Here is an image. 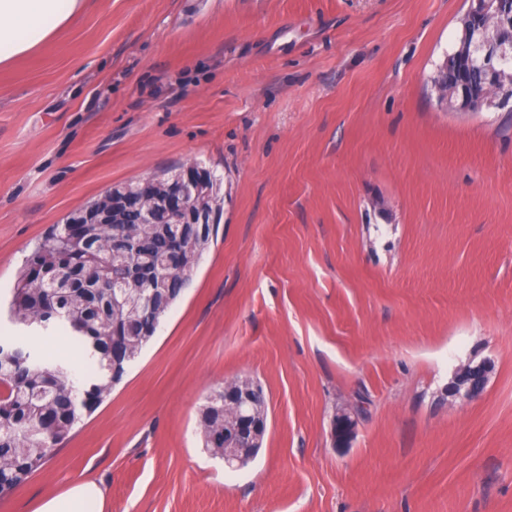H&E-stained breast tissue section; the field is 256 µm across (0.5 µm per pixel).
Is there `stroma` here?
<instances>
[{
	"label": "stroma",
	"mask_w": 512,
	"mask_h": 512,
	"mask_svg": "<svg viewBox=\"0 0 512 512\" xmlns=\"http://www.w3.org/2000/svg\"><path fill=\"white\" fill-rule=\"evenodd\" d=\"M466 0H90L0 69V297L50 225L197 163L219 232L107 400L0 512H512V112L440 107ZM489 361L483 395L452 399ZM246 467L198 407L241 378ZM355 411L348 445L334 415ZM490 372L488 361L463 366L448 387V394L462 401L479 398L486 388ZM103 499V494L96 484L80 483L75 485L64 498L44 502L36 512H101Z\"/></svg>",
	"instance_id": "1"
}]
</instances>
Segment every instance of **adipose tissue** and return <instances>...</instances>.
Wrapping results in <instances>:
<instances>
[{
	"instance_id": "1",
	"label": "adipose tissue",
	"mask_w": 512,
	"mask_h": 512,
	"mask_svg": "<svg viewBox=\"0 0 512 512\" xmlns=\"http://www.w3.org/2000/svg\"><path fill=\"white\" fill-rule=\"evenodd\" d=\"M87 5L88 0H0V69L50 44ZM102 505L101 490L87 482L44 502L37 512H100Z\"/></svg>"
}]
</instances>
